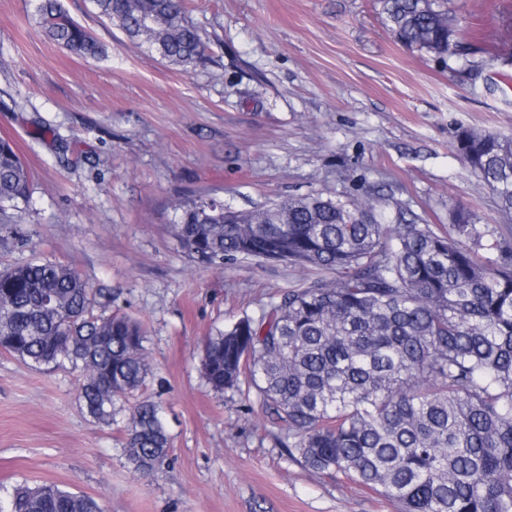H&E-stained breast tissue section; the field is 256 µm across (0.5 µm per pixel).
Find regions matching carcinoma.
<instances>
[{"label":"carcinoma","instance_id":"cac0c4a2","mask_svg":"<svg viewBox=\"0 0 512 512\" xmlns=\"http://www.w3.org/2000/svg\"><path fill=\"white\" fill-rule=\"evenodd\" d=\"M94 2L168 62L202 58L186 0ZM386 14L401 41L443 61L462 55L458 18L438 0H386ZM37 25L81 58L102 51L58 0H42ZM454 147L512 218V139L462 128ZM27 196V171L0 137V211ZM379 203L311 193L249 210L183 205L173 233L201 264L251 257L322 273L208 337L205 381L222 394L248 375L307 468L336 471L401 512H512V228L481 225L465 209L449 213L446 233L402 212L386 223ZM111 304L67 265L1 266L0 352L79 374L80 405L107 425L124 414L129 461L153 471L170 452L158 407L128 404L149 372L146 336L106 313ZM0 512L102 509L41 485L16 489Z\"/></svg>","mask_w":512,"mask_h":512}]
</instances>
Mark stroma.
I'll use <instances>...</instances> for the list:
<instances>
[{
    "instance_id": "35a3bbf8",
    "label": "stroma",
    "mask_w": 512,
    "mask_h": 512,
    "mask_svg": "<svg viewBox=\"0 0 512 512\" xmlns=\"http://www.w3.org/2000/svg\"><path fill=\"white\" fill-rule=\"evenodd\" d=\"M105 53L71 55L36 24L39 0H0V137L29 173L0 213V263L74 268L139 322L168 460L142 474L126 422L96 425L79 376L0 354V502L54 484L103 512H399L396 502L314 473L257 398L215 396L208 336L259 315L316 273L241 258L196 262L172 233L181 207L245 210L291 196L379 197L382 212L447 229L464 207L503 226L495 196L454 148L459 127L512 138V68L470 78L397 40L383 0H187L206 50L173 65L100 16L60 0ZM465 45L511 55L512 0H448Z\"/></svg>"
}]
</instances>
